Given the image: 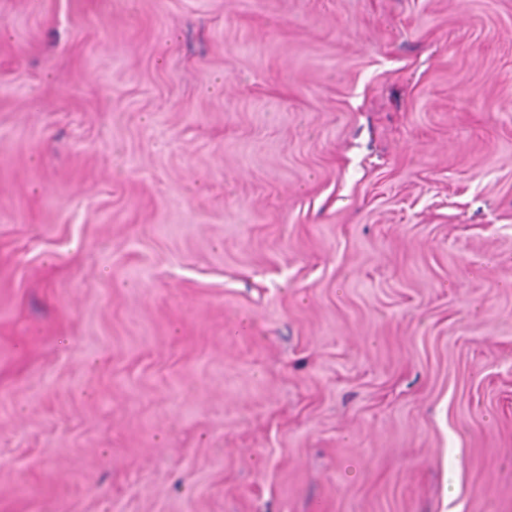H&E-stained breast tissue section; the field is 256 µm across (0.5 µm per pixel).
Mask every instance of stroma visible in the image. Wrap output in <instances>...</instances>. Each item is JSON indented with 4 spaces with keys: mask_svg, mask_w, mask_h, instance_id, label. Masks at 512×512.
Segmentation results:
<instances>
[{
    "mask_svg": "<svg viewBox=\"0 0 512 512\" xmlns=\"http://www.w3.org/2000/svg\"><path fill=\"white\" fill-rule=\"evenodd\" d=\"M0 512H512V0H0Z\"/></svg>",
    "mask_w": 512,
    "mask_h": 512,
    "instance_id": "35a3bbf8",
    "label": "stroma"
}]
</instances>
